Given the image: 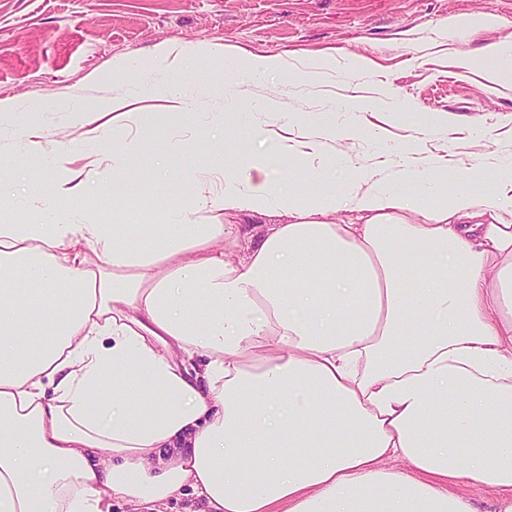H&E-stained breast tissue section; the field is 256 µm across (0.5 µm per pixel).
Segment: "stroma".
I'll list each match as a JSON object with an SVG mask.
<instances>
[{
  "instance_id": "1",
  "label": "stroma",
  "mask_w": 512,
  "mask_h": 512,
  "mask_svg": "<svg viewBox=\"0 0 512 512\" xmlns=\"http://www.w3.org/2000/svg\"><path fill=\"white\" fill-rule=\"evenodd\" d=\"M489 16L497 25L470 38L450 29L456 21ZM504 22L512 23V0H0V99L17 104L0 118V224L31 222L41 206L13 165V130L20 124L50 127L44 155L59 141L76 149L75 187L59 220L158 224L183 199L219 192L218 181L179 178L189 151L199 152L204 169L234 163L235 134L203 120L170 129L175 149L166 157L164 184L156 183L157 154L148 140L155 100L136 106L131 138L117 146L102 141L90 155L82 150L87 127L78 112L111 111L113 98L128 89L129 76L113 59L135 55L146 64L169 48L197 50V77L212 79L221 74L225 51L235 47L304 62L333 54L368 63V75L338 77L326 86L281 76L246 86L239 109L253 123L267 122L252 104L275 89L283 111L309 127L332 99L353 98L365 107L364 122L381 127L392 142L440 123L444 131L428 148L451 164L502 162L512 157V83L490 79L479 61ZM116 147L139 155V168L114 172ZM43 157L31 158L26 168L51 191L55 172Z\"/></svg>"
}]
</instances>
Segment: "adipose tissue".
<instances>
[{
  "label": "adipose tissue",
  "mask_w": 512,
  "mask_h": 512,
  "mask_svg": "<svg viewBox=\"0 0 512 512\" xmlns=\"http://www.w3.org/2000/svg\"><path fill=\"white\" fill-rule=\"evenodd\" d=\"M134 73L113 99L153 92L157 124L244 127L224 193L159 224H0V512H142L191 488L202 512H476L467 482L512 512V178L449 169L440 127L394 148L380 180L339 141L378 126L244 125L240 75L318 85L362 73L330 57L224 55L218 84L181 82L189 57ZM346 164L349 182L309 192L270 174ZM276 216L260 242L202 210ZM348 222H334L336 214Z\"/></svg>",
  "instance_id": "1"
}]
</instances>
